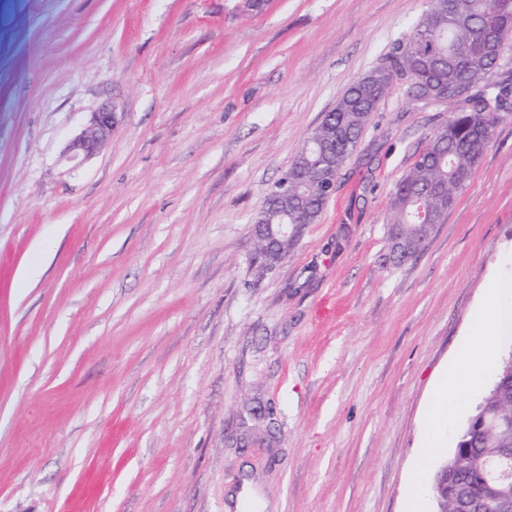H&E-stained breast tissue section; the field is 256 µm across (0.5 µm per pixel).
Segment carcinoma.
I'll return each instance as SVG.
<instances>
[{"label":"carcinoma","instance_id":"carcinoma-1","mask_svg":"<svg viewBox=\"0 0 512 512\" xmlns=\"http://www.w3.org/2000/svg\"><path fill=\"white\" fill-rule=\"evenodd\" d=\"M512 39V0H430L428 11L405 33L388 56L350 85L336 106L312 132L327 144L336 163H342L356 148L366 127L367 113L402 79L409 86H439L453 89L462 80L470 88L488 83L497 67L491 49L503 51ZM512 108V89L503 86L493 95L475 93L467 105L457 108L428 140L410 169L396 185L390 204L388 250L400 265L420 253L436 224L444 223L458 195L490 143L488 128L495 127L498 112ZM314 141L308 139L292 160L300 167L299 192L315 200L310 214L294 196L267 195V222L313 224L325 202ZM512 418V341L501 351L495 379L472 408L457 431L452 451L441 460L448 482L431 480L430 491L437 512H512V496L479 481L483 461L512 452V426L495 427L491 417Z\"/></svg>","mask_w":512,"mask_h":512}]
</instances>
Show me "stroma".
Listing matches in <instances>:
<instances>
[{
    "mask_svg": "<svg viewBox=\"0 0 512 512\" xmlns=\"http://www.w3.org/2000/svg\"><path fill=\"white\" fill-rule=\"evenodd\" d=\"M428 0H0V512H407L436 380L512 277V112L424 250L389 207L453 112L392 89L257 276L252 219ZM115 126L69 162L94 112Z\"/></svg>",
    "mask_w": 512,
    "mask_h": 512,
    "instance_id": "stroma-1",
    "label": "stroma"
}]
</instances>
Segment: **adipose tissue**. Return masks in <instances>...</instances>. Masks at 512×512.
Masks as SVG:
<instances>
[{
    "mask_svg": "<svg viewBox=\"0 0 512 512\" xmlns=\"http://www.w3.org/2000/svg\"><path fill=\"white\" fill-rule=\"evenodd\" d=\"M488 291L491 301L480 311L483 323L481 346L477 349L464 346L454 363L453 372L437 383L433 409L423 430L425 448H434L437 443L449 394L459 395L476 385L479 374L492 366L488 353L498 342L512 337V284L494 280L490 282Z\"/></svg>",
    "mask_w": 512,
    "mask_h": 512,
    "instance_id": "adipose-tissue-1",
    "label": "adipose tissue"
}]
</instances>
